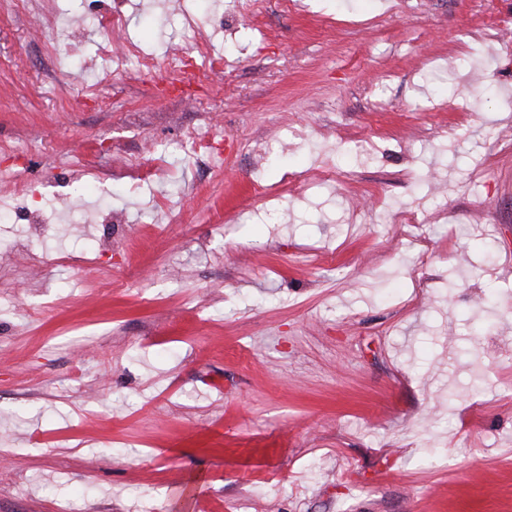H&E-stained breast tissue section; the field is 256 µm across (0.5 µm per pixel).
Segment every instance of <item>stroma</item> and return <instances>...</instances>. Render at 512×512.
<instances>
[{"label":"stroma","instance_id":"obj_1","mask_svg":"<svg viewBox=\"0 0 512 512\" xmlns=\"http://www.w3.org/2000/svg\"><path fill=\"white\" fill-rule=\"evenodd\" d=\"M110 20L0 0V512H512V0ZM204 61L199 65L195 58L184 57L183 55L172 54L171 60L178 63L180 72L179 82L184 85H191L196 78L195 69L200 73L203 71L209 74L222 73L224 70V59L207 54L203 56Z\"/></svg>","mask_w":512,"mask_h":512}]
</instances>
